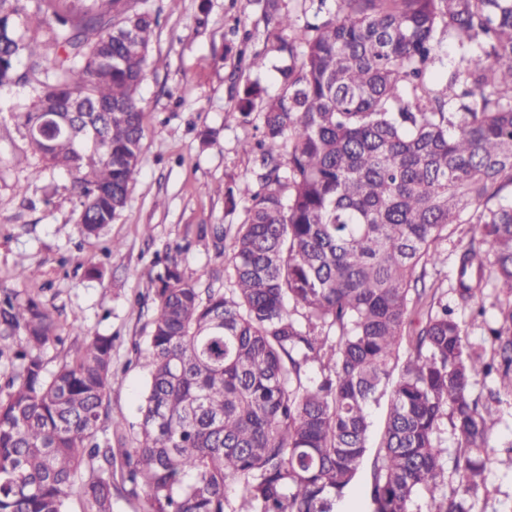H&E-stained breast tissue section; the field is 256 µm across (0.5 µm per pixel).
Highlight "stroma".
<instances>
[{
    "instance_id": "stroma-1",
    "label": "stroma",
    "mask_w": 512,
    "mask_h": 512,
    "mask_svg": "<svg viewBox=\"0 0 512 512\" xmlns=\"http://www.w3.org/2000/svg\"><path fill=\"white\" fill-rule=\"evenodd\" d=\"M159 25L150 44L147 78L140 88L145 112L141 170L130 187L125 210L100 237L77 230L79 199L70 175L44 171L30 181L40 161L16 119L32 97L36 76L20 62L23 79L0 90V288L38 296L57 319L63 344L44 349L47 372H54L73 338V327L113 339L112 369L120 383L105 400L108 416L101 431L116 448L135 444L139 408L147 392L149 368L138 358L152 328L151 277L158 257L177 253L187 276L223 271L227 257L211 239L200 237L203 224L237 225L243 211L226 213L214 185L249 175L252 162L239 147L243 138H260L259 117L242 123L233 111L246 85L279 93L285 60L278 52L279 30L267 25L266 0H150ZM264 56L266 65L250 68L239 53ZM217 132L214 143L204 131ZM27 193H19L20 184ZM119 251L104 255L109 241ZM99 274L88 275L91 266ZM21 268L35 269L30 280ZM126 427L113 436L114 420ZM489 491L485 512H512V463L506 455L487 463Z\"/></svg>"
}]
</instances>
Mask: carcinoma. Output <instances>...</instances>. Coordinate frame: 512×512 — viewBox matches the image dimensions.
<instances>
[{
	"label": "carcinoma",
	"mask_w": 512,
	"mask_h": 512,
	"mask_svg": "<svg viewBox=\"0 0 512 512\" xmlns=\"http://www.w3.org/2000/svg\"><path fill=\"white\" fill-rule=\"evenodd\" d=\"M19 2L0 0V88L21 58L44 74L18 119L43 168L72 176L80 232L98 236L140 171L137 91L158 14L148 0H112L110 16L106 0H73L42 17L30 0L60 50L49 58ZM301 5L311 18L277 46L280 93L251 84L236 107L244 123L260 108L263 135L241 143L250 177L216 188L245 214L224 287H201L174 256L152 279L135 447L99 436L118 383L112 337L73 343L48 378L41 351L63 343L53 313L0 289V341L18 338L22 360L0 398V512H66L72 496L112 512L142 489L148 512H335L371 449L372 512H412L422 489L430 512H477L498 405L512 400V0ZM266 17L292 26L278 0ZM445 40L458 58L437 83ZM460 224L471 236L448 294L418 268L447 261ZM479 378L495 384L486 396Z\"/></svg>",
	"instance_id": "cac0c4a2"
}]
</instances>
